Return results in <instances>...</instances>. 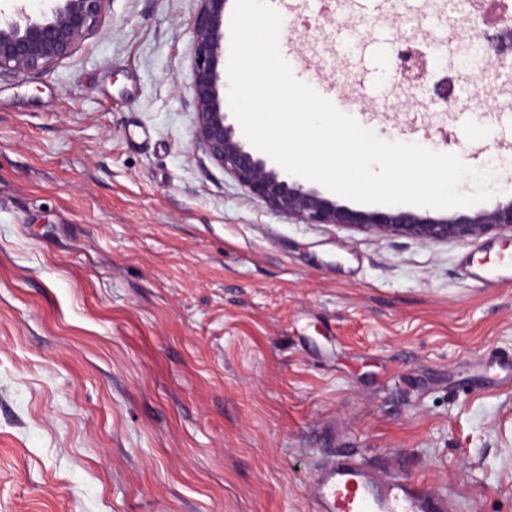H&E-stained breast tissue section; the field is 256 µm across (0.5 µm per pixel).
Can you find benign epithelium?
<instances>
[{"mask_svg":"<svg viewBox=\"0 0 512 512\" xmlns=\"http://www.w3.org/2000/svg\"><path fill=\"white\" fill-rule=\"evenodd\" d=\"M107 0H51L48 10L29 14L15 3L0 20V78L38 72L69 57L97 22ZM192 21L195 140L205 152L271 210L303 224L361 227L379 237L406 236L425 245L478 240L495 232L512 240V200L491 210L443 219L421 218L394 207L387 212L352 210L317 190L290 180L236 138L227 124L230 107L221 96L219 71L227 0H199Z\"/></svg>","mask_w":512,"mask_h":512,"instance_id":"1","label":"benign epithelium"}]
</instances>
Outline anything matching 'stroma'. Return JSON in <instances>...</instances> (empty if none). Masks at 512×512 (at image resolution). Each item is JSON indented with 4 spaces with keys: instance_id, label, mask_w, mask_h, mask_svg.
I'll use <instances>...</instances> for the list:
<instances>
[{
    "instance_id": "stroma-1",
    "label": "stroma",
    "mask_w": 512,
    "mask_h": 512,
    "mask_svg": "<svg viewBox=\"0 0 512 512\" xmlns=\"http://www.w3.org/2000/svg\"><path fill=\"white\" fill-rule=\"evenodd\" d=\"M283 57L381 139L493 174L512 110L463 66L493 0H271ZM199 0H106L69 58L0 80V512H312L343 450L512 512L511 243L422 245L271 211L193 144ZM417 39L444 111L393 76ZM418 96L426 115L398 111Z\"/></svg>"
}]
</instances>
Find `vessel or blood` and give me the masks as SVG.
<instances>
[{
	"instance_id": "obj_1",
	"label": "vessel or blood",
	"mask_w": 512,
	"mask_h": 512,
	"mask_svg": "<svg viewBox=\"0 0 512 512\" xmlns=\"http://www.w3.org/2000/svg\"><path fill=\"white\" fill-rule=\"evenodd\" d=\"M314 512H459L452 494L380 472L349 453L318 466Z\"/></svg>"
}]
</instances>
